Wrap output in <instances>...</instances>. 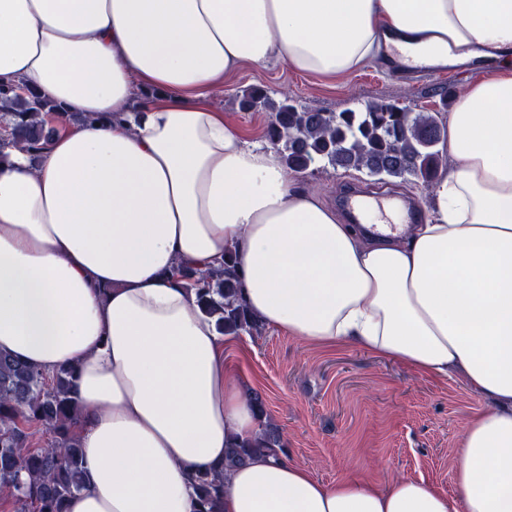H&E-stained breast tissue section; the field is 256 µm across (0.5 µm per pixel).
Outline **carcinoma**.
I'll return each instance as SVG.
<instances>
[{
    "label": "carcinoma",
    "instance_id": "1",
    "mask_svg": "<svg viewBox=\"0 0 512 512\" xmlns=\"http://www.w3.org/2000/svg\"><path fill=\"white\" fill-rule=\"evenodd\" d=\"M0 105L5 108L0 122L8 128L6 137H0V162L12 146L23 145L33 154L41 151L54 129L37 116L55 107L32 90L18 93L2 87ZM239 105L245 111L260 107L272 112L265 138L294 173L305 174L321 164L379 180L413 179L428 184L438 171L439 145L447 140L446 126L437 115L385 100L323 112L286 100L275 102L253 88L243 91ZM183 276L196 289L200 307L216 317L224 334L261 331L242 297L233 252L205 273L186 270ZM249 397L260 422V436L251 443H228L224 468L195 478L197 512H219L224 480L233 469L257 453L284 451L279 428L265 422L262 398L254 392ZM78 411L71 370L45 374L0 352V492L13 499L17 512H63L65 501L84 488L83 452L73 431ZM33 424L50 436L40 448L28 446V427Z\"/></svg>",
    "mask_w": 512,
    "mask_h": 512
}]
</instances>
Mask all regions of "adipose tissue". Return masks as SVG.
<instances>
[{"label": "adipose tissue", "mask_w": 512, "mask_h": 512, "mask_svg": "<svg viewBox=\"0 0 512 512\" xmlns=\"http://www.w3.org/2000/svg\"><path fill=\"white\" fill-rule=\"evenodd\" d=\"M390 52L496 67L448 114L454 165L427 219L376 237L212 99L246 65L332 77ZM0 86L55 106L46 149L0 162V351L73 371L84 488L64 512H196L192 475L258 432L180 273L228 250L268 327L462 370L485 407L455 496L257 455L224 512H512V0H0Z\"/></svg>", "instance_id": "1"}]
</instances>
